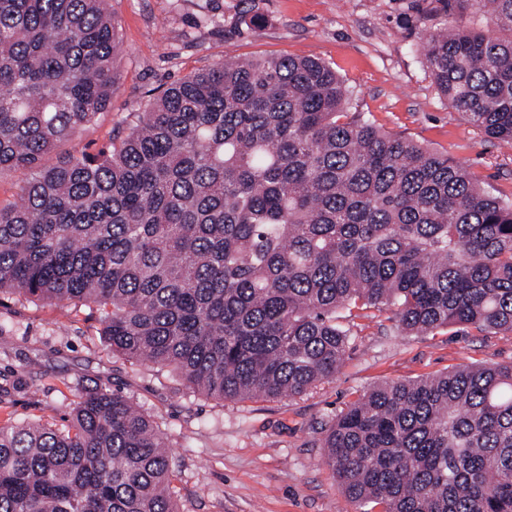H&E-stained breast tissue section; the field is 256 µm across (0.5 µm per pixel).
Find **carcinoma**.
Segmentation results:
<instances>
[{"label":"carcinoma","instance_id":"obj_1","mask_svg":"<svg viewBox=\"0 0 512 512\" xmlns=\"http://www.w3.org/2000/svg\"><path fill=\"white\" fill-rule=\"evenodd\" d=\"M438 91L512 146V0H437ZM487 16L501 35L474 23ZM104 0H0V299L93 305L114 353L221 401L332 380L357 311L425 334L512 333V204L352 111L310 56L218 63L148 100L98 155L42 158L112 100ZM68 423L0 424V512H179L150 415L78 384ZM347 496L379 512H512V363L378 385L324 430Z\"/></svg>","mask_w":512,"mask_h":512}]
</instances>
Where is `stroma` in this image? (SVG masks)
<instances>
[{
    "instance_id": "35a3bbf8",
    "label": "stroma",
    "mask_w": 512,
    "mask_h": 512,
    "mask_svg": "<svg viewBox=\"0 0 512 512\" xmlns=\"http://www.w3.org/2000/svg\"><path fill=\"white\" fill-rule=\"evenodd\" d=\"M122 52L110 107L43 159L109 150L154 91L222 61L271 55L321 58L382 130L462 163L512 204V147L448 106L426 68L427 29L456 23L438 0H106ZM97 315L11 297L0 301V422L62 424L76 376L141 407L174 455L180 512H359L326 463L323 430L375 385L463 365L512 362V333L465 327L397 331L387 313L360 318L335 378L293 398L208 399L167 369L113 353Z\"/></svg>"
}]
</instances>
